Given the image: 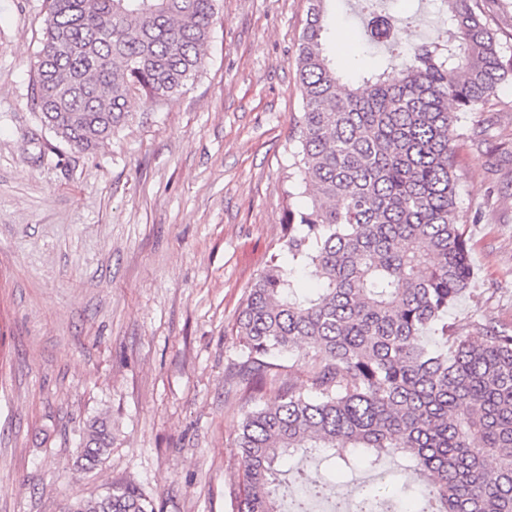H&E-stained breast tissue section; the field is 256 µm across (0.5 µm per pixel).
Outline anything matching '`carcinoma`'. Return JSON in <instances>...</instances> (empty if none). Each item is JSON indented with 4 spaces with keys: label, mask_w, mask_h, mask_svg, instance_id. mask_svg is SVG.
<instances>
[{
    "label": "carcinoma",
    "mask_w": 512,
    "mask_h": 512,
    "mask_svg": "<svg viewBox=\"0 0 512 512\" xmlns=\"http://www.w3.org/2000/svg\"><path fill=\"white\" fill-rule=\"evenodd\" d=\"M217 0H46L35 106L41 122L86 152L131 116L129 100L158 105L202 73ZM328 0H310L294 58L302 112L294 141L296 188L283 239L321 288L304 294L268 265L235 328L239 372L255 387L270 359L306 345L309 386L288 382L243 419L235 446L243 488L237 512H281L278 463L324 452L348 467L399 457L419 479L415 512H512V328L476 321L462 335L448 307L470 290L460 231L454 143L460 115L512 78L480 0H442L452 38L414 46L379 0L369 39L387 57L355 83L336 69ZM428 330L439 337L424 341ZM108 420L86 429L80 464L98 466ZM354 498L374 512L382 493ZM66 512H154L135 485L70 503Z\"/></svg>",
    "instance_id": "obj_1"
}]
</instances>
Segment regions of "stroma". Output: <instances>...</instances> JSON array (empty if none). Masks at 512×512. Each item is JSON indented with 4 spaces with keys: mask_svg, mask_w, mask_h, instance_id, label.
Returning <instances> with one entry per match:
<instances>
[{
    "mask_svg": "<svg viewBox=\"0 0 512 512\" xmlns=\"http://www.w3.org/2000/svg\"><path fill=\"white\" fill-rule=\"evenodd\" d=\"M308 0H217L200 76L161 107L134 98L97 149L42 124L32 79L43 0H0V512H62L129 481L156 512H236L237 430L305 381L281 359L261 392L237 374L238 316L270 262L317 287L282 247L302 112L293 60ZM412 42L442 35L433 0H384ZM336 64L385 53L356 0H330ZM455 144L471 291L448 311L512 326V80L461 117ZM112 449L76 467L88 421Z\"/></svg>",
    "mask_w": 512,
    "mask_h": 512,
    "instance_id": "obj_1",
    "label": "stroma"
}]
</instances>
